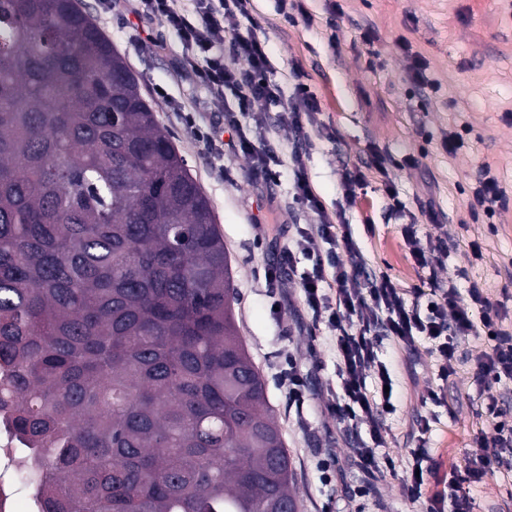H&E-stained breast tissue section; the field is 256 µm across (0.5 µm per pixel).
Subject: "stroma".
Wrapping results in <instances>:
<instances>
[{
    "instance_id": "obj_1",
    "label": "stroma",
    "mask_w": 512,
    "mask_h": 512,
    "mask_svg": "<svg viewBox=\"0 0 512 512\" xmlns=\"http://www.w3.org/2000/svg\"><path fill=\"white\" fill-rule=\"evenodd\" d=\"M110 39L138 81L190 175L208 198L231 270L232 307L252 362L266 384V396L281 428L295 468L299 512H368L369 499L353 497L355 471L348 445L328 406L336 392V343L326 327H311L298 281L287 279L289 266L309 268L304 256L289 258L288 231L311 224L315 216L297 208L278 215L270 230L265 215L269 200L289 201L294 174L303 171L327 210L342 203L344 165H364L358 204L346 221L370 273L390 278L406 293L426 287L429 272L417 266L402 246L403 225L420 222L423 234L448 243V259L439 280H454L460 293L479 283L487 296L503 301L512 322V206L497 211L487 224L470 219L474 192L484 167L512 196V0H302L300 11L286 16L279 0H253L255 33L266 42L268 77L292 95L296 84L310 86L320 102L313 146L295 153L292 130L274 126L270 144L284 164L276 181L254 185L247 160L210 154L180 118L194 113L195 127L221 120L235 109L232 93L216 97L174 74L184 51L178 34L154 21L153 42L143 41L128 0L105 11L101 0H78ZM373 43H365L367 31ZM429 80L418 86L414 63ZM164 95H157V88ZM468 127L465 143L448 156L441 143L448 132ZM386 159L385 169L366 166L372 152ZM230 176L216 178L217 167ZM395 187L404 204L390 211L386 189ZM433 201L435 221H423L420 206ZM480 254H473L471 243ZM429 340L407 361L391 341L379 349L394 383V410L385 419L384 455L405 464L419 418H427L430 463L434 474L426 489L444 488L449 471L464 470L478 455V432H491L485 400L472 383V359L488 346L486 337L462 344L469 359L460 363L445 402H428L437 387V371L427 352ZM309 373L310 410L306 427L288 407L281 386L289 358ZM337 459L343 482L324 485L318 460ZM474 512H512V475L495 473L472 485Z\"/></svg>"
}]
</instances>
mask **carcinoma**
<instances>
[{
	"instance_id": "carcinoma-1",
	"label": "carcinoma",
	"mask_w": 512,
	"mask_h": 512,
	"mask_svg": "<svg viewBox=\"0 0 512 512\" xmlns=\"http://www.w3.org/2000/svg\"><path fill=\"white\" fill-rule=\"evenodd\" d=\"M0 408L43 512H278L224 241L76 0H0Z\"/></svg>"
}]
</instances>
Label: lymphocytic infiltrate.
I'll return each instance as SVG.
<instances>
[{"label":"lymphocytic infiltrate","instance_id":"obj_1","mask_svg":"<svg viewBox=\"0 0 512 512\" xmlns=\"http://www.w3.org/2000/svg\"><path fill=\"white\" fill-rule=\"evenodd\" d=\"M140 13L160 19L181 37L185 54L177 62L179 73L192 76L211 94L233 93L237 108L225 113L224 123L212 127L203 139L216 154L224 152V130L239 127L240 118L250 115L262 124L255 104L280 106L284 125L305 130L313 124L317 101L306 85H296L292 98L267 78L270 62L266 44L254 33H241L244 20L251 17V0H193L192 9L180 0H139ZM293 204L311 210L316 223L297 227L291 239L292 251L301 253L312 265L303 271L300 284L311 323H324L336 340L339 391L330 410L343 433L359 439L350 458L362 475L356 489L366 497L385 473L399 472L404 498L423 503L425 512H472L470 487L495 472H512V419L497 418L498 391L512 388V329L503 324L501 302L492 301L479 286H472L468 298H461L455 282L437 286L426 301L408 300L405 292L388 278L368 282L363 278V261L352 242L348 225L337 223L314 193L304 172H297ZM325 248L317 250L314 240ZM485 335L488 351L475 359L476 386L486 392V409L495 415L493 437L479 435L477 444L493 442L499 452L471 459L465 473H450L447 491L425 496L423 471L429 458L426 439L409 449L404 469L384 456L381 419L392 409L385 388L392 379L379 359L382 338H390L415 350L417 337L432 343L437 356L438 376L446 381L457 372V347L461 341ZM375 384H368V376Z\"/></svg>","mask_w":512,"mask_h":512}]
</instances>
